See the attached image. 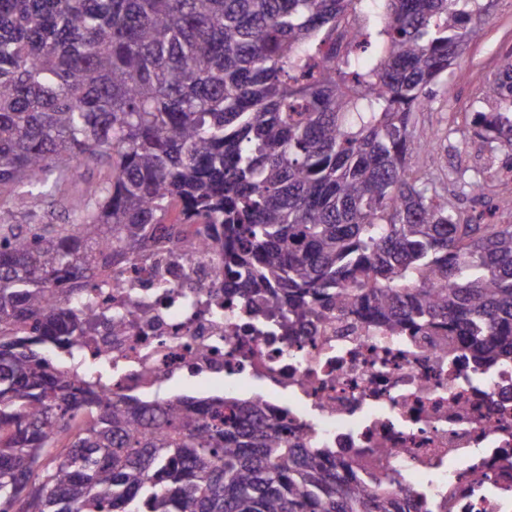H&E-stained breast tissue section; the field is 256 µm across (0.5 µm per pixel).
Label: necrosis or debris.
Instances as JSON below:
<instances>
[{"label": "necrosis or debris", "mask_w": 512, "mask_h": 512, "mask_svg": "<svg viewBox=\"0 0 512 512\" xmlns=\"http://www.w3.org/2000/svg\"><path fill=\"white\" fill-rule=\"evenodd\" d=\"M181 236L123 262L74 309L83 365L112 397L245 392L284 418L289 445L335 449L347 473L419 512H512V361L479 366L459 336L332 307L270 317L228 287L215 242L192 224Z\"/></svg>", "instance_id": "4bbe7bcc"}]
</instances>
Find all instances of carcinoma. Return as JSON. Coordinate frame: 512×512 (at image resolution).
<instances>
[{"mask_svg":"<svg viewBox=\"0 0 512 512\" xmlns=\"http://www.w3.org/2000/svg\"><path fill=\"white\" fill-rule=\"evenodd\" d=\"M479 0H0V207L112 177L66 224L0 227V512H407L294 448L257 399H114L60 369L105 261L183 223L245 297L325 304L512 357V224L463 219L416 113L481 36ZM474 134L512 150V67ZM30 190L18 192L16 188ZM233 414H224V407ZM111 172L107 168L88 170L86 167H76L73 170V176L69 183V193L71 196L83 192L89 185L107 180Z\"/></svg>","mask_w":512,"mask_h":512,"instance_id":"cac0c4a2","label":"carcinoma"}]
</instances>
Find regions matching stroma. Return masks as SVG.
<instances>
[{
    "instance_id": "obj_1",
    "label": "stroma",
    "mask_w": 512,
    "mask_h": 512,
    "mask_svg": "<svg viewBox=\"0 0 512 512\" xmlns=\"http://www.w3.org/2000/svg\"><path fill=\"white\" fill-rule=\"evenodd\" d=\"M482 5L481 37L468 44L441 82L431 87L430 106L418 115L422 126L446 136L437 162L429 168L415 155L409 164L423 176L443 180L446 196L465 214L473 201L458 193L448 174L458 169L481 178L485 197L499 205L495 223L512 224V207L506 205L512 200V179L506 176L512 169V153L467 132L472 113L496 109V102L485 98L484 88L512 65V0H482Z\"/></svg>"
}]
</instances>
